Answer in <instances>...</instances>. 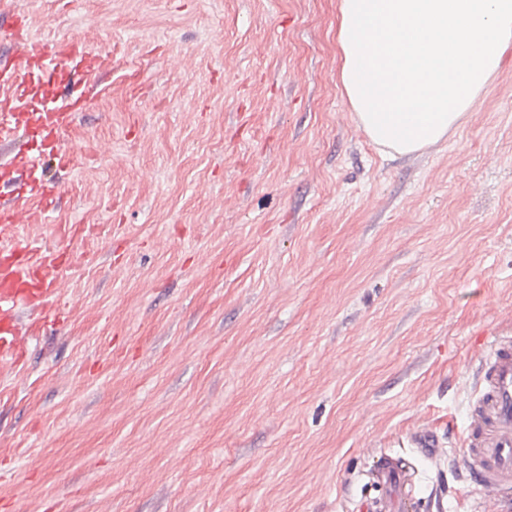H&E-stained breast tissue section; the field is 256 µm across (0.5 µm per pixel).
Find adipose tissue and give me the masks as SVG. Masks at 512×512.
Instances as JSON below:
<instances>
[{
    "label": "adipose tissue",
    "instance_id": "ef3b65f1",
    "mask_svg": "<svg viewBox=\"0 0 512 512\" xmlns=\"http://www.w3.org/2000/svg\"><path fill=\"white\" fill-rule=\"evenodd\" d=\"M338 10L351 118L400 155L454 134L512 47V0H339Z\"/></svg>",
    "mask_w": 512,
    "mask_h": 512
}]
</instances>
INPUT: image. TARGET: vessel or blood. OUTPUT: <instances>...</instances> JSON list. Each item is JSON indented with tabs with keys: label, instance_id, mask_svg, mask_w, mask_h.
<instances>
[{
	"label": "vessel or blood",
	"instance_id": "obj_1",
	"mask_svg": "<svg viewBox=\"0 0 512 512\" xmlns=\"http://www.w3.org/2000/svg\"><path fill=\"white\" fill-rule=\"evenodd\" d=\"M5 34L15 51L0 65V144L16 153L1 163L11 173L8 192L0 193V228L13 229L46 219L62 194L56 179L29 177L54 164H75L67 141L77 113L109 92L112 56L78 41L45 44L30 37L20 16ZM72 252L35 238L0 239V366L13 365L26 350L20 319L25 309L54 307L58 284ZM477 384L463 435L464 469L472 485L512 494V336L501 335L481 354ZM374 499L362 512H408L414 478L398 458H379L371 479Z\"/></svg>",
	"mask_w": 512,
	"mask_h": 512
}]
</instances>
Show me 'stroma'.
<instances>
[{
  "label": "stroma",
  "instance_id": "35a3bbf8",
  "mask_svg": "<svg viewBox=\"0 0 512 512\" xmlns=\"http://www.w3.org/2000/svg\"><path fill=\"white\" fill-rule=\"evenodd\" d=\"M112 53L48 222L60 319L0 368V512H469L477 358L512 333V49L454 135L392 156L338 0H0ZM438 445L416 448L420 433ZM415 477L398 458L384 455L379 458L371 479L377 492L373 500L364 501L360 510L365 512H407L414 488ZM382 506V508H381Z\"/></svg>",
  "mask_w": 512,
  "mask_h": 512
}]
</instances>
